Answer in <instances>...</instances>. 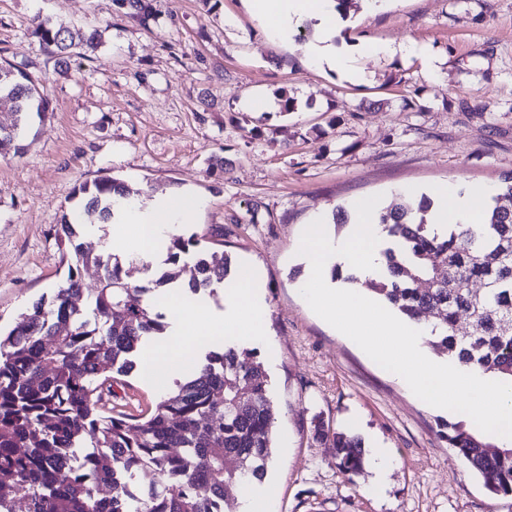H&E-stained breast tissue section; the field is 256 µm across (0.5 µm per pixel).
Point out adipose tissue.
Segmentation results:
<instances>
[{"label": "adipose tissue", "instance_id": "ef3b65f1", "mask_svg": "<svg viewBox=\"0 0 512 512\" xmlns=\"http://www.w3.org/2000/svg\"><path fill=\"white\" fill-rule=\"evenodd\" d=\"M251 15L282 42L292 35L295 22H311L315 39L307 48L311 63L328 65L351 73L363 80L364 73L356 68L353 55L336 49L338 34L336 13L329 0H247ZM485 192L476 188L459 196L447 186L433 192L434 205L430 220L435 224H477L481 221ZM203 201L198 197L159 194L147 203L122 201L113 210L112 239L122 243L130 254L141 257L156 253L160 241L179 225L191 223ZM169 314L176 326L173 338L148 350L140 363L141 375L162 385L175 373L196 340L215 341L219 337H253L263 335L262 316L266 304L250 269H242L233 281L224 285V317L210 319L201 301L190 297L173 298L168 302Z\"/></svg>", "mask_w": 512, "mask_h": 512}]
</instances>
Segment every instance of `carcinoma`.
Returning <instances> with one entry per match:
<instances>
[{"label":"carcinoma","mask_w":512,"mask_h":512,"mask_svg":"<svg viewBox=\"0 0 512 512\" xmlns=\"http://www.w3.org/2000/svg\"><path fill=\"white\" fill-rule=\"evenodd\" d=\"M43 49L63 64L95 33L77 37L50 19L37 23ZM0 99L13 103L14 146L48 102L28 73L0 61ZM84 222L106 224L112 196L135 193L112 177L79 186ZM512 176L504 179L482 224L427 223L432 201L399 199L376 211L385 234V259L370 290L410 322L430 328L425 343L440 353L512 384ZM58 236L73 252L66 284L41 297L7 332L0 331V512H130L127 483L143 475L150 490L137 512H228L230 487L267 476L273 437L269 389L257 353L210 350L189 380L163 395L147 418L129 422L105 414L102 390L112 373H128L149 336L165 335L163 313L149 293L175 279L166 271L147 288L134 281L139 260L93 254L77 242L78 225L64 217ZM167 263L180 265L186 290L198 293L230 276L231 261L200 248L195 236L171 237ZM101 269L99 288L83 316L80 270ZM479 282L477 293L470 284ZM472 332L456 333L459 313ZM438 435L482 478L492 494L512 495V441L494 440L460 420H440ZM89 441L81 472L69 468L66 449ZM336 468L344 476L363 466L361 442L333 434Z\"/></svg>","instance_id":"1"}]
</instances>
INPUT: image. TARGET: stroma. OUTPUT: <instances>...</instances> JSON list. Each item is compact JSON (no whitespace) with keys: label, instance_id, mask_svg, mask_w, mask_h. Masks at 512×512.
Here are the masks:
<instances>
[{"label":"stroma","instance_id":"obj_1","mask_svg":"<svg viewBox=\"0 0 512 512\" xmlns=\"http://www.w3.org/2000/svg\"><path fill=\"white\" fill-rule=\"evenodd\" d=\"M0 0V58L22 67L49 101L22 154L0 150V325L10 327L63 285L72 264L56 226L84 182L111 176L143 189L205 199L180 227L202 248L261 273L265 334L235 341L264 363L277 489L268 512H512L437 435L449 412L316 315L297 290L307 224L381 195L445 184L498 193L512 174V0H346V42L397 46L357 57L358 83L307 62L306 42L280 43L244 0H145L140 19L116 0ZM81 33L95 48L57 67L35 17ZM265 112L247 111L255 95ZM295 109L282 113L280 95ZM223 158V168L213 167ZM162 391L115 375L112 412L148 416ZM387 449L380 492L371 464L347 478L312 419Z\"/></svg>","mask_w":512,"mask_h":512}]
</instances>
